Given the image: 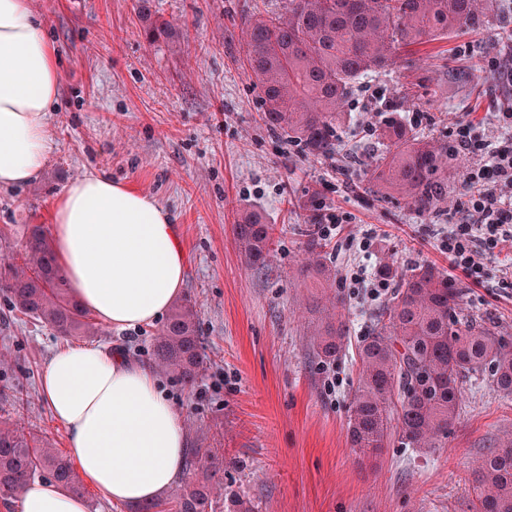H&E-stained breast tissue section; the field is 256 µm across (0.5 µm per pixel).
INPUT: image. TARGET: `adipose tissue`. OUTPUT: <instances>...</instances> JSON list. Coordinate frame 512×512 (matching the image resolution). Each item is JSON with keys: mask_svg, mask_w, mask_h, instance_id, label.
I'll list each match as a JSON object with an SVG mask.
<instances>
[{"mask_svg": "<svg viewBox=\"0 0 512 512\" xmlns=\"http://www.w3.org/2000/svg\"><path fill=\"white\" fill-rule=\"evenodd\" d=\"M57 50L30 0H0V188L33 181L55 151ZM55 261L78 304L108 327L155 324L184 284L185 257L169 210L103 172L66 185L51 211ZM40 395L62 425L80 480L108 500L140 506L184 474L189 438L155 369L126 350L57 348ZM18 512H89L59 482L34 480Z\"/></svg>", "mask_w": 512, "mask_h": 512, "instance_id": "adipose-tissue-1", "label": "adipose tissue"}]
</instances>
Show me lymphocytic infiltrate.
Returning <instances> with one entry per match:
<instances>
[{
  "instance_id": "1",
  "label": "lymphocytic infiltrate",
  "mask_w": 512,
  "mask_h": 512,
  "mask_svg": "<svg viewBox=\"0 0 512 512\" xmlns=\"http://www.w3.org/2000/svg\"><path fill=\"white\" fill-rule=\"evenodd\" d=\"M499 134L491 138L476 126L460 122L450 128L451 151L474 156L465 171L463 205L440 227V248L449 271L474 283L492 280L488 260L503 243L512 242V110L498 113Z\"/></svg>"
}]
</instances>
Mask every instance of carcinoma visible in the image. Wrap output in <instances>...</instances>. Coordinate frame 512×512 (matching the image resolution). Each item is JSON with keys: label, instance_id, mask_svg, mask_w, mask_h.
Listing matches in <instances>:
<instances>
[{"label": "carcinoma", "instance_id": "1", "mask_svg": "<svg viewBox=\"0 0 512 512\" xmlns=\"http://www.w3.org/2000/svg\"><path fill=\"white\" fill-rule=\"evenodd\" d=\"M497 0H286L284 11L257 13L245 22L247 71L263 91L261 120L286 135L308 157L330 156L337 148L346 104L356 81L392 72L413 48L462 27L482 29L496 17ZM152 41L171 40L168 23L148 28ZM429 80L409 81L403 98L433 105ZM383 148L371 159L370 181L398 194L422 216L448 201V145L394 117L381 127ZM247 264L268 267L272 227L256 214L235 225ZM13 254L0 280L12 310L45 323L64 337H93L101 329L70 296L54 261L51 238L42 226L28 225L21 241L0 236ZM307 269L336 285L322 243L307 248ZM382 276L400 275L394 301L376 316L372 332L358 347L361 363L348 419L354 447L363 452L397 442L418 450L437 448L461 416L460 383L490 372L494 391L512 395V344L488 325L460 317L461 290L435 267L420 265L398 273L395 262ZM321 325L312 333L317 356L329 361L347 345L349 323L333 318L315 301ZM197 310L188 298L175 301L155 338L159 367L194 384L202 364ZM216 448H194L185 470L191 479L169 497L137 512H211L221 484L213 481L223 464ZM51 477L74 493L70 459L43 436L16 425H0V502L8 505L36 474ZM472 512H512V434L481 457L475 469ZM227 512H253L239 494L224 495Z\"/></svg>", "mask_w": 512, "mask_h": 512}]
</instances>
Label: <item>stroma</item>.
<instances>
[{
  "label": "stroma",
  "instance_id": "obj_1",
  "mask_svg": "<svg viewBox=\"0 0 512 512\" xmlns=\"http://www.w3.org/2000/svg\"><path fill=\"white\" fill-rule=\"evenodd\" d=\"M283 0H31L59 53L60 94L50 116L55 154L33 183L0 189V228L48 225L55 197L92 171L133 184L168 206L185 252L182 294L198 311L203 366L194 384L160 378L179 407L192 447L222 449L224 492L250 499L254 512H470L474 462L512 431V397L488 381L464 378L463 412L439 448L399 444L353 448L347 422L357 386L359 342L381 302L353 295L350 271L395 258L400 269L448 257L426 221L388 191L370 192V154L387 105L444 142L460 119L495 134L496 113L512 107V0H501L485 31L460 30L415 50L416 69L433 76V107L403 99L405 70L360 80L335 153L315 161L260 119V86L245 68L243 22ZM167 21L173 41L144 30ZM500 58V69L489 67ZM463 70L461 80L444 71ZM347 217L350 235L378 232L370 260L348 237L329 240L327 260L350 322L345 354L323 362L309 340L323 293L301 269L309 207ZM274 228L270 272L248 266L234 226L250 214ZM461 313L512 341V288H481L464 276ZM158 325L103 328L94 345L124 348L154 363ZM61 338L11 312L0 293V421L64 448V434L40 397V377ZM337 374L329 386V374Z\"/></svg>",
  "mask_w": 512,
  "mask_h": 512
}]
</instances>
